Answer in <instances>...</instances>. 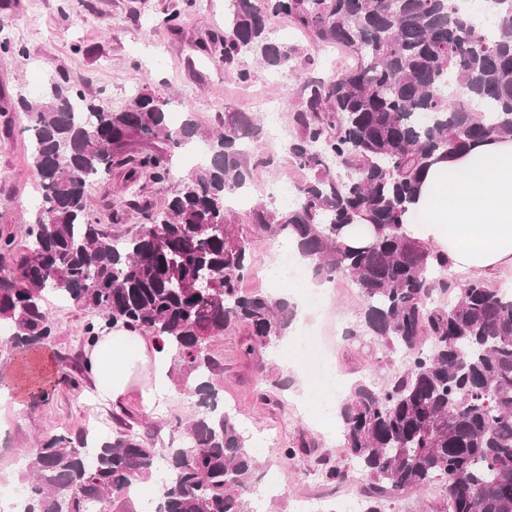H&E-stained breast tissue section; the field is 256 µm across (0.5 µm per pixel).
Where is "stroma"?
Instances as JSON below:
<instances>
[{
	"label": "stroma",
	"mask_w": 512,
	"mask_h": 512,
	"mask_svg": "<svg viewBox=\"0 0 512 512\" xmlns=\"http://www.w3.org/2000/svg\"><path fill=\"white\" fill-rule=\"evenodd\" d=\"M224 5L225 0H0V29L13 42L11 49L0 47V234L22 235L36 193L22 102L45 96L60 75L78 79L87 96L103 99L115 110L139 93L155 92L168 98L170 121L180 122L184 113H191L204 133L224 109L253 111L257 97L284 102L288 90L273 81L270 70L253 67L250 85L243 86L225 72L219 58L197 51L198 42L223 31ZM173 12L180 15L174 33L159 25ZM32 22L39 37L27 33ZM280 179L272 171L260 173L255 190L233 208V230L254 263L253 275L242 283L247 293L278 295L283 289L264 275L278 258L280 243L249 219L253 206L267 201L262 186ZM122 183L123 171L116 167L87 192L91 212L119 237L141 226L138 210L117 192ZM116 213L121 216L117 223L112 220ZM46 307L54 327L50 345L21 355L0 349V485H19L24 467L17 456L49 430L108 436L129 426L157 445H178L183 433L176 420L191 411L192 398L174 388L163 413L153 416L135 400L107 407L98 400L92 380L77 388L63 382V375L74 374L86 348L88 315L56 296L48 297ZM362 308L357 289L345 281L305 320L347 391L362 378L385 384L404 369L398 354L360 335ZM247 334L243 325L229 326L213 353L223 368L224 408L263 463L260 487L247 497L248 512H297L303 502L313 503L318 512H343L346 498L363 503L367 477L344 484L326 477L328 470L347 469L349 458L340 443L328 441L317 422L311 378L295 359H280L279 340L243 357ZM288 448L293 451L289 458L284 455Z\"/></svg>",
	"instance_id": "stroma-1"
}]
</instances>
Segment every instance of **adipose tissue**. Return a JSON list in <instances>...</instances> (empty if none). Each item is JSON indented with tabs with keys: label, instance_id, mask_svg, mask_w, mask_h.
<instances>
[{
	"label": "adipose tissue",
	"instance_id": "1",
	"mask_svg": "<svg viewBox=\"0 0 512 512\" xmlns=\"http://www.w3.org/2000/svg\"><path fill=\"white\" fill-rule=\"evenodd\" d=\"M404 225L409 236L444 253L450 271L488 275L512 267V139L432 165ZM84 365L115 406L135 396L149 413L170 393L168 352L139 332L101 333L86 348Z\"/></svg>",
	"mask_w": 512,
	"mask_h": 512
}]
</instances>
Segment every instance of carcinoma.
I'll return each mask as SVG.
<instances>
[{"label": "carcinoma", "mask_w": 512, "mask_h": 512, "mask_svg": "<svg viewBox=\"0 0 512 512\" xmlns=\"http://www.w3.org/2000/svg\"><path fill=\"white\" fill-rule=\"evenodd\" d=\"M450 0H227L224 34L198 49L220 50L224 70L251 79L244 59L301 75L284 104L294 133L276 154H256L264 128L250 112L216 116L205 158L130 236L112 235L87 208L90 178L126 168L125 188L171 174L172 153L201 137L192 116L178 127L168 99L141 93L116 112L58 84L23 103L31 167L42 202L25 227L23 253L8 269L15 237H0V324L15 347L48 345L46 297L55 291L88 313L85 341L115 326L150 334L171 371L194 376L195 411L176 421L184 444L159 448L132 426L110 440L52 433L26 455L27 512H86L163 466L158 512H248L260 463L219 397L215 338L241 324L242 356L284 336L286 297L244 294L251 255L231 227L230 196L261 169L287 162L295 190L283 210L258 205L252 223L289 239L323 280H349L363 301L362 332L400 354L403 372L376 387L359 381L340 404L343 448L370 478L364 512H384L412 491L443 485L448 512H512V292L474 278L434 276L439 250L403 230L407 205L437 160L495 137L512 138V0H493L492 32ZM277 18L315 48L350 50L355 65L324 78L319 56L270 36ZM487 106L483 117L468 109ZM87 112L84 123L76 112ZM365 227L370 242L351 244ZM453 291L446 303L433 294Z\"/></svg>", "instance_id": "obj_1"}]
</instances>
